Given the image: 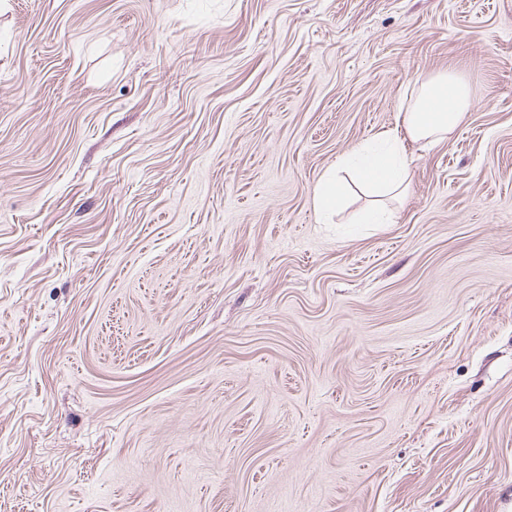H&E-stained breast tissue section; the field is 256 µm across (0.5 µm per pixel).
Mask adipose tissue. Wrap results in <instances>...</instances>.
Wrapping results in <instances>:
<instances>
[{
	"mask_svg": "<svg viewBox=\"0 0 512 512\" xmlns=\"http://www.w3.org/2000/svg\"><path fill=\"white\" fill-rule=\"evenodd\" d=\"M470 106L469 88L463 79L452 72L439 74L421 84L401 124L413 140L440 141L459 124ZM345 164L347 176L328 170L314 192V205L322 215H330L342 202L347 182L378 195H397L408 186L409 161L389 135H382L377 147H357Z\"/></svg>",
	"mask_w": 512,
	"mask_h": 512,
	"instance_id": "ef3b65f1",
	"label": "adipose tissue"
}]
</instances>
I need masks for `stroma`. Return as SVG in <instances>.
I'll return each mask as SVG.
<instances>
[{"mask_svg":"<svg viewBox=\"0 0 512 512\" xmlns=\"http://www.w3.org/2000/svg\"><path fill=\"white\" fill-rule=\"evenodd\" d=\"M0 512H512V0H0ZM471 106L467 84L455 73L438 74L420 85L401 125L412 140H443ZM394 138L384 134L376 148L357 147L342 164L338 163L336 170L323 174L313 196L314 205L323 216L328 217L343 200L346 182L339 175L343 170L341 165L348 166L349 181L374 194L397 195L406 190L410 161L399 149L396 136Z\"/></svg>","mask_w":512,"mask_h":512,"instance_id":"stroma-1","label":"stroma"}]
</instances>
